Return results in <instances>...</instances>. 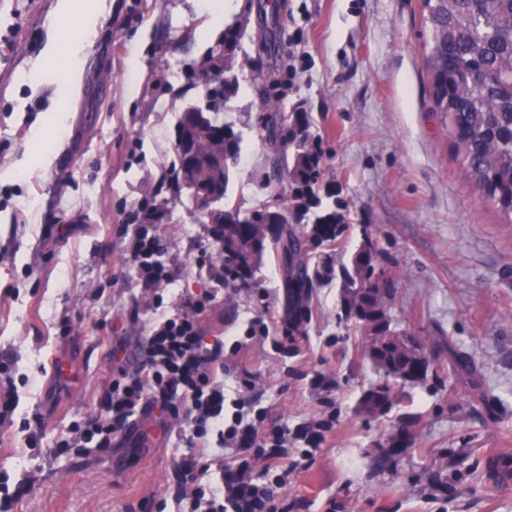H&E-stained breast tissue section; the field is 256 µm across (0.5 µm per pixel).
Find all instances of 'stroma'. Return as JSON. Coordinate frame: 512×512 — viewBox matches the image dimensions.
Returning a JSON list of instances; mask_svg holds the SVG:
<instances>
[{"label":"stroma","instance_id":"obj_1","mask_svg":"<svg viewBox=\"0 0 512 512\" xmlns=\"http://www.w3.org/2000/svg\"><path fill=\"white\" fill-rule=\"evenodd\" d=\"M267 2L233 0L214 25L210 0H0V35L13 36L0 42V364L18 397L12 423L0 424V477L23 487L12 512H178L180 440L158 412L100 452L56 445L139 362L155 312L125 286L123 227L147 205L163 208L160 260L174 272L166 306L214 293L210 344L264 316L268 339L232 358V375L250 376L260 404L290 428L336 417L281 491L290 512H512V223L466 176L432 109L421 0H277L274 11ZM66 8L96 24L67 96L56 67L36 65L48 18ZM241 19L240 88L223 112L245 137L234 194L249 207L270 192L267 98L302 105L328 178L383 252L391 315L434 367L427 384L399 388L387 416L355 410L376 375L361 362V336L339 321L336 284L317 289L305 335L275 348V260L265 257L255 286L224 287L207 225L159 192L182 107L204 97L189 64ZM57 360L69 375H47ZM36 416L31 448L22 424ZM404 425L407 450L376 468Z\"/></svg>","mask_w":512,"mask_h":512}]
</instances>
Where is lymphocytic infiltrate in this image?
Returning a JSON list of instances; mask_svg holds the SVG:
<instances>
[{"mask_svg": "<svg viewBox=\"0 0 512 512\" xmlns=\"http://www.w3.org/2000/svg\"><path fill=\"white\" fill-rule=\"evenodd\" d=\"M126 250L135 269L133 287L154 291L170 281V270L159 260L164 244L153 225H136ZM213 307L212 296L205 294L184 300L173 314H161L138 368L119 372L98 402L99 413L72 422L60 445L111 448L135 414L155 409L188 425L180 479L191 491L180 498L181 512H288L277 495L299 465L288 448V424L250 396V381L238 380L236 397L227 396V358L237 355L242 343H206L204 319ZM202 448L229 449L233 455L227 462L205 461L198 454Z\"/></svg>", "mask_w": 512, "mask_h": 512, "instance_id": "1", "label": "lymphocytic infiltrate"}]
</instances>
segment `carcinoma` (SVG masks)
I'll use <instances>...</instances> for the list:
<instances>
[{"mask_svg": "<svg viewBox=\"0 0 512 512\" xmlns=\"http://www.w3.org/2000/svg\"><path fill=\"white\" fill-rule=\"evenodd\" d=\"M421 20L433 109L448 120V138L467 177L512 222V0H421ZM241 39V22L226 25L216 46L190 64L194 72L212 71L223 79L205 85L204 102L182 109H197L204 120L198 125L183 117L178 121L168 179L171 200L219 193L214 212L200 223L210 225L219 245L224 284H253L264 257L276 258L283 330L303 332L316 289L336 280L341 321L363 337L399 335L388 302L377 297L376 279L384 268L368 229L360 228V243L347 259H333L332 248L351 233L354 222L341 189L326 178L322 141L312 131L310 113L297 106L260 118L268 182L282 180L286 191L251 208L233 199L231 182L245 139L242 131L219 120V112L239 89L234 62ZM195 147L201 159L188 182L187 155ZM362 356L379 375L369 390H385L381 410L359 397L356 411L366 417L378 418L393 408L400 385L396 375L405 372L407 384L422 385L433 372L432 365H418L407 348L394 343L378 353L364 347ZM406 449L405 436L392 434L379 462L391 463Z\"/></svg>", "mask_w": 512, "mask_h": 512, "instance_id": "carcinoma-1", "label": "carcinoma"}]
</instances>
